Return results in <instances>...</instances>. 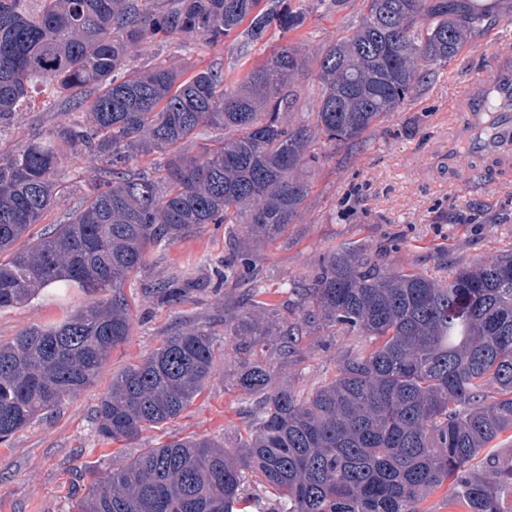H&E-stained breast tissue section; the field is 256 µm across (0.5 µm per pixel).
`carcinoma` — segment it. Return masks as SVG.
<instances>
[{
  "label": "carcinoma",
  "mask_w": 512,
  "mask_h": 512,
  "mask_svg": "<svg viewBox=\"0 0 512 512\" xmlns=\"http://www.w3.org/2000/svg\"><path fill=\"white\" fill-rule=\"evenodd\" d=\"M351 32L315 56L281 45L237 84L211 69L128 67L145 38L262 40L302 25L291 0H0V127L44 83L88 108L0 157V308L58 283L98 293L62 323L0 342V444L92 384L129 335L125 281L147 252L203 224L244 233L207 281L172 275L149 289L176 307L205 286L244 289L224 318L235 386L253 398L234 445L186 439L93 476L76 512H237L249 476L278 493L270 512H418L444 480L468 512L512 498V250L459 265L448 279L390 267L339 243L288 290V314L256 287L259 248L297 223L303 170L359 143L485 23L465 0H364ZM316 71L313 118L285 122L296 78ZM224 131L195 145L198 129ZM68 151L99 162L92 190L63 224L30 235L65 192ZM159 152L155 171L133 167ZM30 237L25 250L13 245ZM112 290V296L104 295ZM367 336L333 378L303 394L276 383L313 330ZM214 333L187 323L112 380L98 433L112 442L176 418L212 377Z\"/></svg>",
  "instance_id": "cac0c4a2"
}]
</instances>
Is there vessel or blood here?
<instances>
[{
  "label": "vessel or blood",
  "instance_id": "b4317fda",
  "mask_svg": "<svg viewBox=\"0 0 512 512\" xmlns=\"http://www.w3.org/2000/svg\"><path fill=\"white\" fill-rule=\"evenodd\" d=\"M512 50L501 49L493 68L471 80L457 107L464 122L448 133V154L465 150L488 157L503 167L512 166Z\"/></svg>",
  "mask_w": 512,
  "mask_h": 512
}]
</instances>
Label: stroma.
I'll return each instance as SVG.
<instances>
[{
    "mask_svg": "<svg viewBox=\"0 0 512 512\" xmlns=\"http://www.w3.org/2000/svg\"><path fill=\"white\" fill-rule=\"evenodd\" d=\"M479 2L499 22L494 39L476 36L357 147L340 150L311 172L312 190L298 222L262 249L261 283L277 300L287 302V288L308 279L314 259L339 242L371 249L388 245L385 262L437 278L446 277L458 264L512 248V169L494 170L480 178L470 168V155L463 153L459 171L453 174L446 156L454 103L469 81L493 66L499 44H512V26L501 23L503 17L512 16V0ZM362 4L363 0H306L302 26L288 32L270 29L255 43L241 38L219 43L196 39L184 48L176 40L148 39L131 49V64L177 66L186 59L234 81L279 44L318 55L359 23ZM48 93L46 86L33 87L28 104L0 132V154L62 122L69 105L60 97L49 99ZM96 166V160L87 156L62 161L59 174L71 190L58 199L42 227L67 221L89 192ZM240 235L235 224L218 228L206 224L150 253L147 266L123 288L131 304L130 333L112 349L94 382L0 444V512H74L84 489L83 474L105 472L113 462L143 449L186 437L232 441L244 432L249 401L232 386L234 362L224 358L220 341L215 345L214 375L178 417L115 443L102 440L95 426L98 400L113 378L159 346L166 331L191 319L210 323L216 335H223L224 326L216 315L228 302L229 289H207L175 308L156 305L147 289L171 275L210 273ZM91 300V294L79 288L69 289L63 297L46 288L22 307L0 309V340L11 341L33 325L61 322ZM368 345L363 336L330 338L325 331L315 332L303 340L301 364L280 370L278 379L294 381L299 390L308 391L331 378L340 356L364 351Z\"/></svg>",
    "mask_w": 512,
    "mask_h": 512,
    "instance_id": "35a3bbf8",
    "label": "stroma"
}]
</instances>
